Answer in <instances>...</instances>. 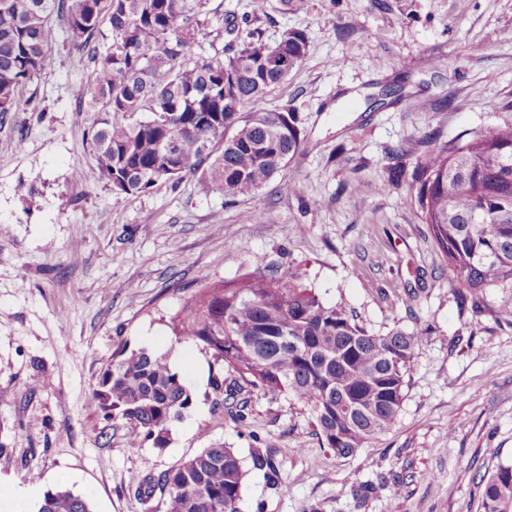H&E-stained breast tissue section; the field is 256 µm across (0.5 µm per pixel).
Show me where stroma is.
I'll use <instances>...</instances> for the list:
<instances>
[{
  "mask_svg": "<svg viewBox=\"0 0 512 512\" xmlns=\"http://www.w3.org/2000/svg\"><path fill=\"white\" fill-rule=\"evenodd\" d=\"M254 26L307 38L288 79L245 106L298 112L303 147L233 199L192 176L113 194L79 94L96 63L52 21L51 67L0 121V512L56 486L93 512H142L134 480L218 443L279 470L276 487L248 470L241 512H484V481L512 464V288L457 298L411 188L423 145L512 121V0H269ZM291 177L302 195L281 189ZM292 269L369 330L427 331L397 422L348 458L291 393L248 388L241 425L213 411L196 382L209 356L167 326L202 280ZM147 334L177 350L196 396L163 448L131 446L89 406L117 348Z\"/></svg>",
  "mask_w": 512,
  "mask_h": 512,
  "instance_id": "obj_1",
  "label": "stroma"
}]
</instances>
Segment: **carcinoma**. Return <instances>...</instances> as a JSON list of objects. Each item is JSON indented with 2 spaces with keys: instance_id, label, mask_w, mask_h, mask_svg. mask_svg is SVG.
<instances>
[{
  "instance_id": "obj_1",
  "label": "carcinoma",
  "mask_w": 512,
  "mask_h": 512,
  "mask_svg": "<svg viewBox=\"0 0 512 512\" xmlns=\"http://www.w3.org/2000/svg\"><path fill=\"white\" fill-rule=\"evenodd\" d=\"M209 0H0V117L19 112L21 90L50 68V22L97 59L81 95L99 113L90 147L116 195H137L161 181L197 176L236 198L252 196L284 171L303 139L297 113L245 112V104L300 65L308 42L300 31L271 45L259 32L240 48L212 56L187 48ZM112 40L92 45L102 23ZM418 201L453 281L472 294L512 287V124L481 128L465 140L419 156ZM304 273L254 271L232 281L203 279L168 327L173 342L191 340L211 358L212 407L246 419L224 369L270 393L287 390L308 405L318 434L336 456L367 447L397 421L423 330H367L304 283ZM195 395L169 356L117 350L89 404L107 421L121 420L134 446L165 447L170 424ZM272 485L278 469L257 454ZM246 475L232 448L213 444L158 479L143 478L134 494L143 512H239ZM484 512H512V465H501L482 493ZM37 512H92L67 488L44 492Z\"/></svg>"
}]
</instances>
